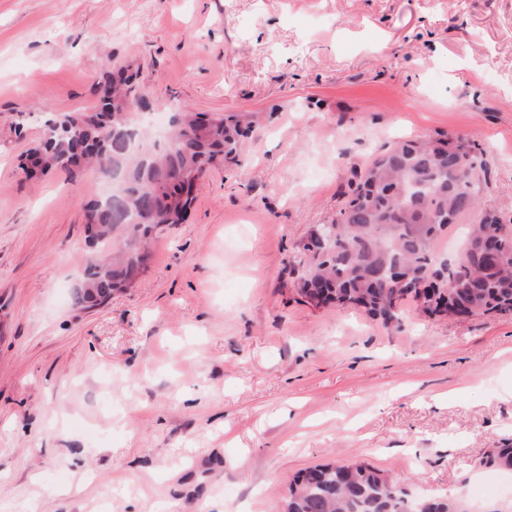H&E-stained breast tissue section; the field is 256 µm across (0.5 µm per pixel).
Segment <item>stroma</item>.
<instances>
[{"label": "stroma", "instance_id": "obj_1", "mask_svg": "<svg viewBox=\"0 0 512 512\" xmlns=\"http://www.w3.org/2000/svg\"><path fill=\"white\" fill-rule=\"evenodd\" d=\"M127 69L150 111L249 124L132 288L71 294L99 173L27 176L49 118ZM463 139L512 223V0H0V512H283L358 457L417 498L512 512V314L389 329L292 267L353 170ZM481 464L491 472L512 470V444L492 448Z\"/></svg>", "mask_w": 512, "mask_h": 512}]
</instances>
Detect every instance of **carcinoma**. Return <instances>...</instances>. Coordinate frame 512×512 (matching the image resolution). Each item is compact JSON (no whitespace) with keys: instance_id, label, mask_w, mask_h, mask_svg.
<instances>
[{"instance_id":"obj_1","label":"carcinoma","mask_w":512,"mask_h":512,"mask_svg":"<svg viewBox=\"0 0 512 512\" xmlns=\"http://www.w3.org/2000/svg\"><path fill=\"white\" fill-rule=\"evenodd\" d=\"M111 97L95 112L56 116L31 148L43 172L91 165L112 179V203L95 200L87 226L98 250L86 256L75 302L100 306L145 270L152 234L179 224L193 199L185 186L236 154L246 134L233 116L212 120L180 114L162 144L136 149L131 128L143 93L131 78L109 77ZM483 161L472 144L404 141L385 148L356 175L336 220L322 229L327 254L298 261V293L308 300L357 306L385 326L400 324L405 301L429 316L512 312V226L472 191ZM471 217L460 254L445 259L434 244L457 219ZM482 465L512 470V444L489 451ZM288 512H463L453 499L414 500L361 460L319 464L289 486Z\"/></svg>"}]
</instances>
